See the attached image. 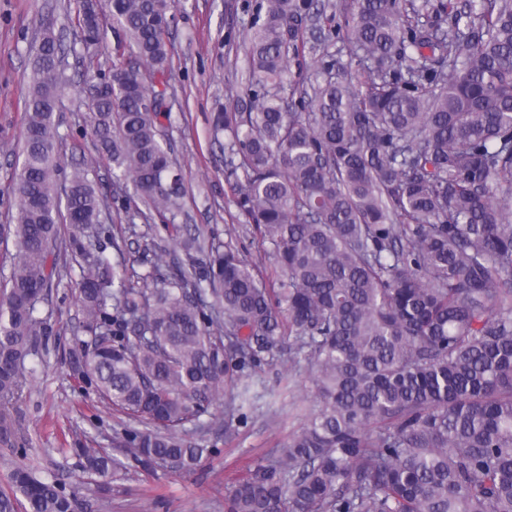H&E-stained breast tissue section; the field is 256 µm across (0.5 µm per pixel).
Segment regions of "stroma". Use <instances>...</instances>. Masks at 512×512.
<instances>
[{
	"instance_id": "obj_1",
	"label": "stroma",
	"mask_w": 512,
	"mask_h": 512,
	"mask_svg": "<svg viewBox=\"0 0 512 512\" xmlns=\"http://www.w3.org/2000/svg\"><path fill=\"white\" fill-rule=\"evenodd\" d=\"M255 0H177L175 21L168 35L169 62L163 77L168 87L171 117L164 124L187 194L186 221L196 224L217 242L242 251L259 275L274 273L270 246L246 224L224 178L227 133H214L211 116L223 108L229 90H243L248 76L241 48ZM76 0H0V224L16 214L13 189L18 171L14 148L23 130L24 97L31 69V49L44 26L62 36L68 50L70 84L54 122L60 135L62 165L72 159L92 161L90 173L100 193L120 196L112 184V166L98 159L91 137L82 133L87 112L79 102L85 51L76 36ZM123 208L111 209L113 247L108 257L123 253L127 266L142 272L137 239L157 215L135 196ZM70 280L53 288L42 314L55 334L40 342L37 355L26 360L27 387L10 409L8 423L14 440L24 444L25 456L12 452V442L0 439V490L8 489L19 466L36 475H55L67 489L78 492L84 512H224V496L253 463L286 447L314 406L312 367L298 358L288 367L287 385H276L273 371L252 379L258 400L247 424L236 437L225 439L224 422L216 420L205 434L206 446L218 452L202 460L195 472L164 471L148 477L134 461L101 490L99 479L78 466L76 449L111 448L116 432L127 423L94 391L74 379L68 364L73 332L82 313L72 296Z\"/></svg>"
}]
</instances>
